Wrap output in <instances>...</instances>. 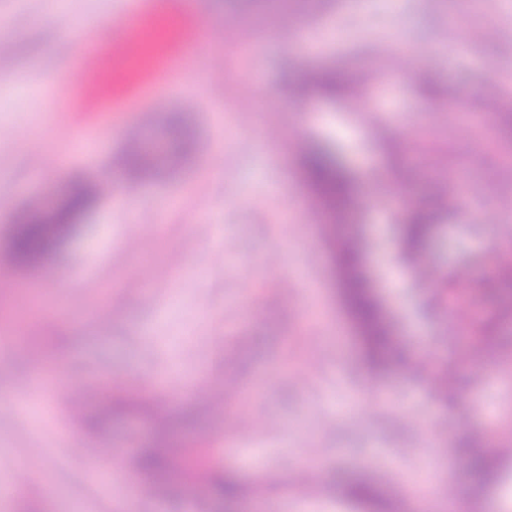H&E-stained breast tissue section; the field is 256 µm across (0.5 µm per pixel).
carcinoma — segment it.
Wrapping results in <instances>:
<instances>
[{"label": "carcinoma", "mask_w": 512, "mask_h": 512, "mask_svg": "<svg viewBox=\"0 0 512 512\" xmlns=\"http://www.w3.org/2000/svg\"><path fill=\"white\" fill-rule=\"evenodd\" d=\"M308 91L332 101L356 98L355 80L335 66L314 72ZM121 164L135 178H143L150 171L139 143L128 148ZM299 164L308 189L326 216L324 229L330 237L348 314L361 333L369 364L375 370L384 371L394 359L397 346L390 321L364 269V243L358 237L336 239V220L348 216L358 206L356 178L324 144L302 153ZM101 195L97 186L83 180L72 181L62 190L54 209L37 208L20 216L9 226L7 250L12 264L30 274H38L50 266L63 242L82 233V221L98 206ZM400 223L405 253L413 263L419 264L420 250L436 229L433 214L423 207H411L402 214ZM511 327V307L503 308L493 320L472 323L475 336L486 347L494 344L500 332ZM129 413L143 414L153 423L152 437L133 456L135 467L153 493L172 496L197 492L225 502L249 495L246 486L212 461L204 443H176V438H186L200 427L205 416L202 408H158L116 386L112 395L94 410L82 408L76 415L86 429L103 432L113 421ZM492 472L488 457L472 456L471 474L476 485L486 484ZM346 493L368 507L379 505L386 495L380 484L366 478L349 484Z\"/></svg>", "instance_id": "cac0c4a2"}]
</instances>
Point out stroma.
I'll return each mask as SVG.
<instances>
[{"label": "stroma", "instance_id": "obj_1", "mask_svg": "<svg viewBox=\"0 0 512 512\" xmlns=\"http://www.w3.org/2000/svg\"><path fill=\"white\" fill-rule=\"evenodd\" d=\"M117 0H0V268L7 226L72 180L96 181L129 135L150 149L184 134L194 150L152 179L122 181L65 242L49 269L15 272L0 288V512H367L342 489L361 475L383 485L399 512H512V331L482 358L468 321L497 313L491 292L512 253V143L479 111L512 107V0H313L298 28L258 40L271 23L244 0H199L198 40L182 79L91 136L60 119L79 80L72 42L106 38ZM466 39L452 43L453 29ZM333 64L371 86L373 109L286 98L313 69ZM432 72L448 89L432 109L414 82ZM334 142L354 172L357 210L340 234L366 245L364 263L401 357L370 372L347 313L339 272L298 160ZM456 173L468 211H437L426 264L466 292L414 277L396 222ZM450 366L454 390L431 378ZM166 405L206 403L197 436L215 463L250 485L234 505L172 499L143 487L128 457L149 438L129 415L103 433L72 422L56 390L86 409L112 382ZM479 434L496 468L475 492ZM449 450L443 470L431 449Z\"/></svg>", "mask_w": 512, "mask_h": 512}]
</instances>
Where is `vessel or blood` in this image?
I'll use <instances>...</instances> for the list:
<instances>
[{"mask_svg": "<svg viewBox=\"0 0 512 512\" xmlns=\"http://www.w3.org/2000/svg\"><path fill=\"white\" fill-rule=\"evenodd\" d=\"M187 0H124L108 41L92 39L74 62L82 76L68 99L75 111L92 109L101 121L139 106L155 87L171 84L182 58L195 48V27ZM110 55L114 72L129 77L122 94L108 96L100 71L102 55Z\"/></svg>", "mask_w": 512, "mask_h": 512, "instance_id": "1", "label": "vessel or blood"}]
</instances>
